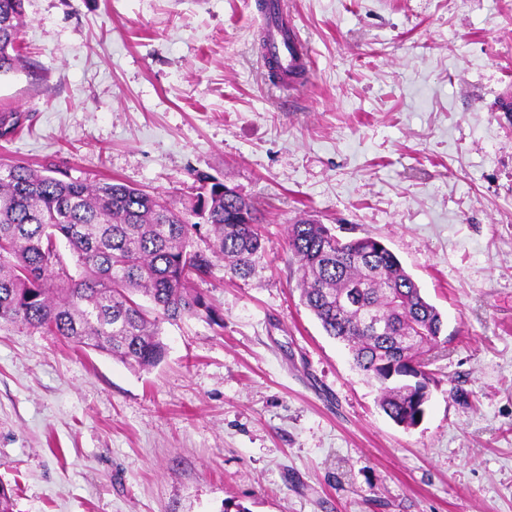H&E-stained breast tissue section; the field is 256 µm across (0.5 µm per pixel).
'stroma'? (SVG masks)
Masks as SVG:
<instances>
[{"instance_id": "stroma-1", "label": "stroma", "mask_w": 512, "mask_h": 512, "mask_svg": "<svg viewBox=\"0 0 512 512\" xmlns=\"http://www.w3.org/2000/svg\"><path fill=\"white\" fill-rule=\"evenodd\" d=\"M262 0H25L0 161L176 204L197 176L261 211L224 319L164 322L137 371L0 330V480L14 512H512V0H287L310 80L270 79ZM381 239L444 315L406 431L303 305L286 227Z\"/></svg>"}]
</instances>
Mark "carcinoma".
<instances>
[{
	"mask_svg": "<svg viewBox=\"0 0 512 512\" xmlns=\"http://www.w3.org/2000/svg\"><path fill=\"white\" fill-rule=\"evenodd\" d=\"M23 27L24 0H0V76L20 62ZM197 182L194 202L180 210L119 181L1 162L0 329L22 325L149 370L166 354L163 322L204 313L224 328L192 283L217 262L249 277L266 251L261 217L234 188L209 176ZM204 226L207 246L194 249ZM286 244L302 301L325 333L378 385L385 415L405 430L418 426L437 383L432 351L446 343L441 312L375 237L340 239L301 217Z\"/></svg>",
	"mask_w": 512,
	"mask_h": 512,
	"instance_id": "cac0c4a2",
	"label": "carcinoma"
}]
</instances>
